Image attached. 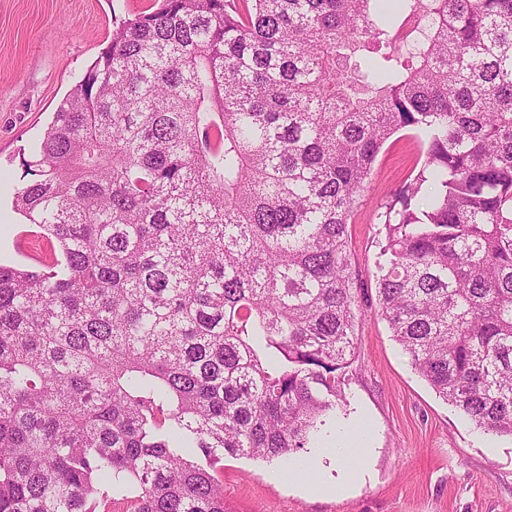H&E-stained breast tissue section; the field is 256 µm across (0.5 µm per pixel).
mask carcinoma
I'll use <instances>...</instances> for the list:
<instances>
[{"label":"carcinoma","mask_w":512,"mask_h":512,"mask_svg":"<svg viewBox=\"0 0 512 512\" xmlns=\"http://www.w3.org/2000/svg\"><path fill=\"white\" fill-rule=\"evenodd\" d=\"M384 2L114 27L22 160L53 259L0 263V512H226L225 456L308 447L355 347L351 209L403 129L425 161L382 214L380 315L512 436V0Z\"/></svg>","instance_id":"1"}]
</instances>
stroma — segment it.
<instances>
[{"instance_id": "stroma-1", "label": "stroma", "mask_w": 512, "mask_h": 512, "mask_svg": "<svg viewBox=\"0 0 512 512\" xmlns=\"http://www.w3.org/2000/svg\"><path fill=\"white\" fill-rule=\"evenodd\" d=\"M153 0H0V262L31 267L19 249L35 225L14 208L22 155L31 154L63 98L112 38L115 22ZM413 131L393 136L377 157L348 224L358 301L355 358L335 412L301 452L316 457L337 425L367 422L370 447L360 477L341 495H314L344 466L318 459L289 475L283 460L225 457L227 512H512V437L478 430L411 367L378 312L375 261L379 216L421 166Z\"/></svg>"}]
</instances>
